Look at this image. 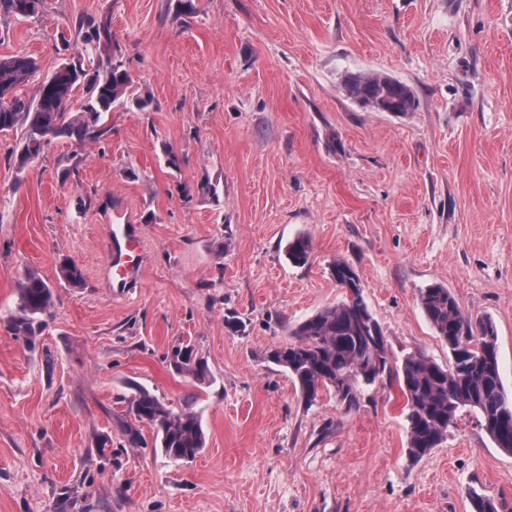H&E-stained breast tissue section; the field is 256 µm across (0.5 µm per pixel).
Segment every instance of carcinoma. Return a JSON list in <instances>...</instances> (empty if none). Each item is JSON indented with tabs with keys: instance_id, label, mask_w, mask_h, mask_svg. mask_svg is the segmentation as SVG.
Listing matches in <instances>:
<instances>
[{
	"instance_id": "carcinoma-1",
	"label": "carcinoma",
	"mask_w": 512,
	"mask_h": 512,
	"mask_svg": "<svg viewBox=\"0 0 512 512\" xmlns=\"http://www.w3.org/2000/svg\"><path fill=\"white\" fill-rule=\"evenodd\" d=\"M45 0H0V17L35 19ZM64 47L73 48L56 71L37 83L33 93L26 86L36 74V62L28 56L0 58V133L21 131L19 165L25 167L45 154L55 139L80 142L103 135V119L116 105L143 112L152 99L134 92V82L122 59L112 49V23L108 17H82L68 33H60ZM346 91L352 99L380 112L406 114L416 109L413 91L406 84L381 74L347 76ZM86 101L77 113L70 112L74 89ZM311 244L298 237L288 244L286 256L294 265L308 263ZM60 274L77 286L81 269L63 260ZM336 285L345 298L300 322L292 340L275 347L269 359L284 368L298 383L306 402L322 390L337 393L348 407L358 402L361 389L387 378L397 382L404 396L407 456L413 463L429 455L448 439L450 427L462 410L478 415L480 425L493 443L512 454V398L505 391L492 319H472L445 287L433 284L418 291V302L436 335L448 346V364L441 365L422 351L392 359L378 373L374 359L385 349L376 337L384 336L363 295L353 265L337 260L331 266ZM16 312L4 321L7 332L36 344L44 316L54 307L53 287L35 272L23 273L17 283ZM179 373L206 382V362L188 344L177 345L168 355ZM155 433L154 447L170 460L195 459L205 448L201 414L194 402L175 409L146 388H139L128 402L123 432L129 447L147 445L140 425Z\"/></svg>"
}]
</instances>
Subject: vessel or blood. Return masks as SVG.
I'll return each instance as SVG.
<instances>
[{
  "label": "vessel or blood",
  "mask_w": 512,
  "mask_h": 512,
  "mask_svg": "<svg viewBox=\"0 0 512 512\" xmlns=\"http://www.w3.org/2000/svg\"><path fill=\"white\" fill-rule=\"evenodd\" d=\"M142 256L140 235L132 230L124 216H113L105 273L116 294H125L137 281Z\"/></svg>",
  "instance_id": "1"
}]
</instances>
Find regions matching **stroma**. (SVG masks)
I'll return each instance as SVG.
<instances>
[{
  "mask_svg": "<svg viewBox=\"0 0 512 512\" xmlns=\"http://www.w3.org/2000/svg\"><path fill=\"white\" fill-rule=\"evenodd\" d=\"M195 3L187 17L178 0H46L37 19L0 18V58L34 57L43 77L61 28L110 17L153 99L22 170L18 135H0V512H471L473 489L512 512V454L475 413L414 464L396 383L351 409L325 391L309 404L267 359L343 299L342 259L394 358L448 361L421 288L490 317L512 394V0ZM367 73L408 85L416 111L351 99L345 76ZM117 204L144 245L125 297L103 273ZM301 235L311 256L296 266L285 249ZM66 259L80 287L60 277ZM28 270L55 294L32 349L1 325ZM179 344L209 382L170 367ZM139 387L175 408L195 399L193 461L128 447Z\"/></svg>",
  "mask_w": 512,
  "mask_h": 512,
  "instance_id": "35a3bbf8",
  "label": "stroma"
}]
</instances>
